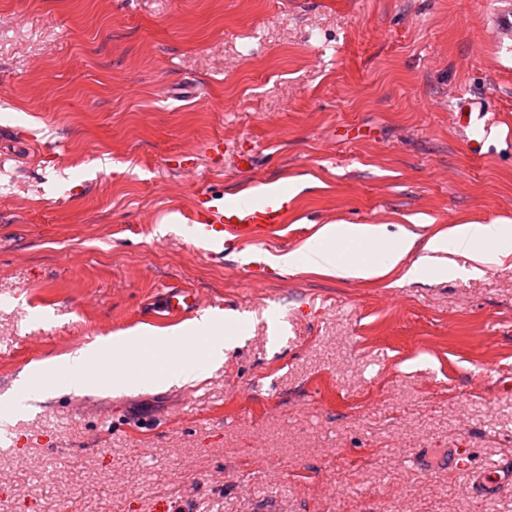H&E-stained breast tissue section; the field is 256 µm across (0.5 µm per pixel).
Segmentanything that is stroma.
Segmentation results:
<instances>
[{
    "mask_svg": "<svg viewBox=\"0 0 512 512\" xmlns=\"http://www.w3.org/2000/svg\"><path fill=\"white\" fill-rule=\"evenodd\" d=\"M500 9L0 0V512H512V255L424 281L254 276L176 218L276 179L298 204L266 258L326 224L512 223ZM461 96L489 103L491 135ZM169 286L237 318L222 366L11 404L26 367L152 329ZM453 448L498 487L474 492Z\"/></svg>",
    "mask_w": 512,
    "mask_h": 512,
    "instance_id": "1",
    "label": "stroma"
}]
</instances>
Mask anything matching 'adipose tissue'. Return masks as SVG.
<instances>
[{
	"label": "adipose tissue",
	"instance_id": "obj_1",
	"mask_svg": "<svg viewBox=\"0 0 512 512\" xmlns=\"http://www.w3.org/2000/svg\"><path fill=\"white\" fill-rule=\"evenodd\" d=\"M441 252L461 254L480 263L500 260L512 255V225L497 221L458 224L447 236H434L423 242L417 234L406 230L392 233L382 226L326 224L315 241L280 254L275 264L288 272L303 269L360 280L385 275L401 266L406 278L420 279L435 270ZM191 328L205 341L204 359L200 362L183 355V341L176 333L113 336L109 339L110 375L94 370L100 359V344L94 341L56 359L58 379H51L48 371L37 368L23 371L19 383L28 393L43 396L59 390L95 392L108 385L122 391L185 383L200 377L203 364L223 362L224 348L233 339L237 326L223 315L206 313L194 320ZM158 350L165 351L167 356L166 367L159 375L144 372L129 357L133 351L149 357ZM73 370L84 371L80 383L66 380V373Z\"/></svg>",
	"mask_w": 512,
	"mask_h": 512
}]
</instances>
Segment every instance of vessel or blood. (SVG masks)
<instances>
[{"instance_id": "obj_1", "label": "vessel or blood", "mask_w": 512, "mask_h": 512, "mask_svg": "<svg viewBox=\"0 0 512 512\" xmlns=\"http://www.w3.org/2000/svg\"><path fill=\"white\" fill-rule=\"evenodd\" d=\"M296 202V195L285 183L243 196H215L205 191L196 197L183 218L207 255L220 259L229 246L243 248L281 237L288 229ZM155 305L162 322L187 320L201 308L196 293L174 287L161 292Z\"/></svg>"}]
</instances>
